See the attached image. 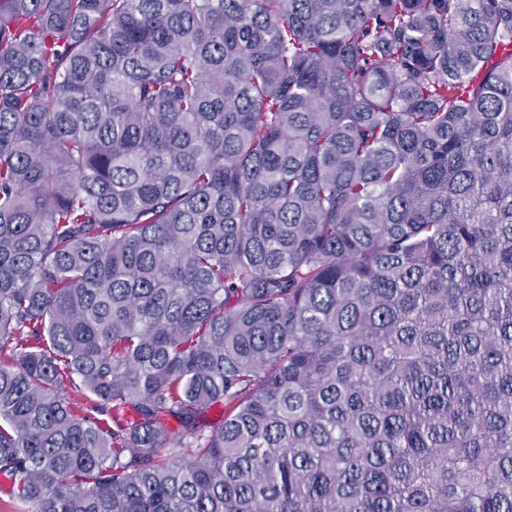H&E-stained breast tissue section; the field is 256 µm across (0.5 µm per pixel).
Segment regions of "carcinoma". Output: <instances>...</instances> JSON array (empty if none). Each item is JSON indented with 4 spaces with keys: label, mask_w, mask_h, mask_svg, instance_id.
I'll return each mask as SVG.
<instances>
[{
    "label": "carcinoma",
    "mask_w": 512,
    "mask_h": 512,
    "mask_svg": "<svg viewBox=\"0 0 512 512\" xmlns=\"http://www.w3.org/2000/svg\"><path fill=\"white\" fill-rule=\"evenodd\" d=\"M0 479L512 512V0H0Z\"/></svg>",
    "instance_id": "cac0c4a2"
}]
</instances>
